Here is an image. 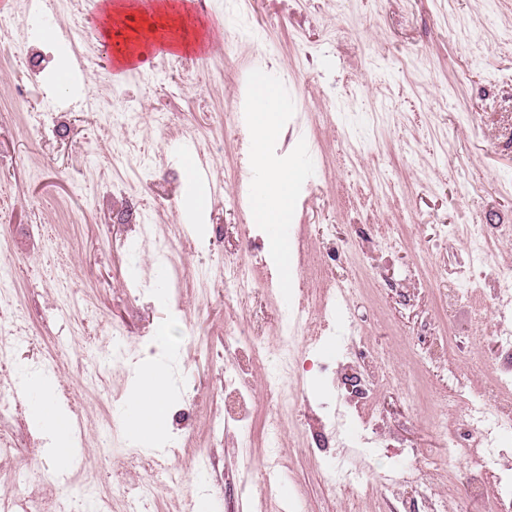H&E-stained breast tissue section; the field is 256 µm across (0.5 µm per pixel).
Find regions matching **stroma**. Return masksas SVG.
Wrapping results in <instances>:
<instances>
[{
	"mask_svg": "<svg viewBox=\"0 0 512 512\" xmlns=\"http://www.w3.org/2000/svg\"><path fill=\"white\" fill-rule=\"evenodd\" d=\"M71 15L70 0H53L51 31L0 50V267L14 288L0 306V336H14L15 317L26 325L0 371V397L22 374L46 379L82 420L80 475L34 478L53 461L28 408L14 407L0 415L10 441L0 447V497L68 498L91 512L89 484L110 512H125L127 489L147 483L150 512H199L201 485L221 512H486L494 477L482 497L464 496L429 421L461 435L459 408L442 401L448 392L512 408V388L495 386L487 368L502 320H512V280L471 266L462 231L481 225L498 243L494 267L512 268V0H205L196 18L215 38L186 54L175 82L164 53L115 79L100 52L101 7L82 12L92 38L79 45L61 35ZM259 70L288 102L283 144L301 167L286 292L234 176L248 168L246 99ZM52 97L51 132L33 139L29 117ZM123 110L137 115L141 156L126 151ZM188 161L222 188L203 224L181 214ZM228 260L254 266L256 291L238 304L224 300ZM462 268L475 291L449 289V273ZM342 278L356 290L323 296ZM303 294L318 307L287 359L280 320ZM163 329L171 339L161 347ZM229 331L266 343L245 379L254 423L275 410L270 374L293 404L277 450L287 491L264 488L267 448L238 447L226 418ZM339 354L373 388L387 447L365 451L343 416L311 426L331 396L319 369ZM148 355L171 360L179 396L162 440L140 448L116 421ZM419 368L424 390L407 395ZM325 454L371 483L358 507L328 490ZM412 469L417 477L394 497L386 475Z\"/></svg>",
	"mask_w": 512,
	"mask_h": 512,
	"instance_id": "35a3bbf8",
	"label": "stroma"
}]
</instances>
